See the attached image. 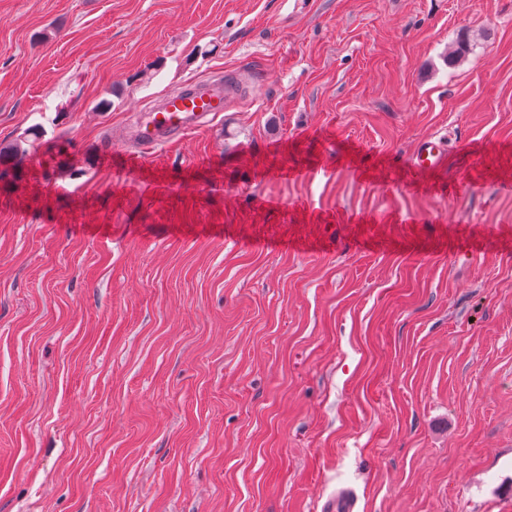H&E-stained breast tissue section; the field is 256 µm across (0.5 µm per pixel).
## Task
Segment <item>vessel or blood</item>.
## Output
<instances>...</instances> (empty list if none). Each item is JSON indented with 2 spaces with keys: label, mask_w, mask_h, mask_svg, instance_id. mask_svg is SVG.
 Instances as JSON below:
<instances>
[{
  "label": "vessel or blood",
  "mask_w": 512,
  "mask_h": 512,
  "mask_svg": "<svg viewBox=\"0 0 512 512\" xmlns=\"http://www.w3.org/2000/svg\"><path fill=\"white\" fill-rule=\"evenodd\" d=\"M229 76L210 86L186 85L168 93L163 100L138 114L130 128L127 145L129 159L145 158L155 147L176 141L185 131L204 126L216 113L227 111ZM445 153L433 138L421 140L415 150L417 163L435 167ZM357 498L352 490L337 491L326 500L321 512H354Z\"/></svg>",
  "instance_id": "1"
}]
</instances>
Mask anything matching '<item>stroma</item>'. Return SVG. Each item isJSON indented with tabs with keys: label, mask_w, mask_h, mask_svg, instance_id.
I'll list each match as a JSON object with an SVG mask.
<instances>
[{
	"label": "stroma",
	"mask_w": 512,
	"mask_h": 512,
	"mask_svg": "<svg viewBox=\"0 0 512 512\" xmlns=\"http://www.w3.org/2000/svg\"><path fill=\"white\" fill-rule=\"evenodd\" d=\"M0 144V512H512V0H0ZM229 75L210 86L185 85L138 114L130 128L127 155L138 161L155 147L174 142L185 131L204 126L217 112L228 109ZM445 156L439 142L432 137L421 140L415 150V159L420 166L435 167L441 163ZM357 498L350 489L337 491L330 499L326 500L320 509L321 512H354Z\"/></svg>",
	"instance_id": "obj_1"
}]
</instances>
